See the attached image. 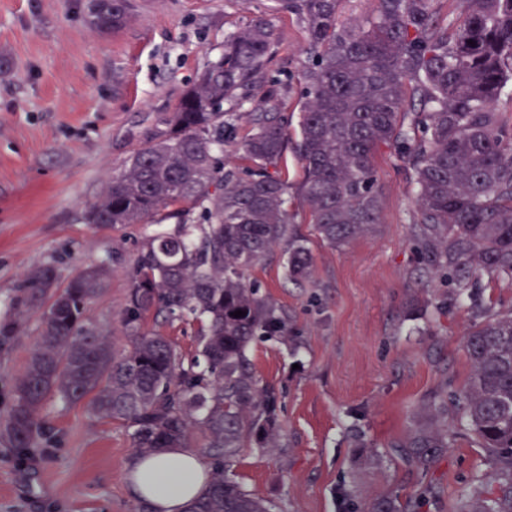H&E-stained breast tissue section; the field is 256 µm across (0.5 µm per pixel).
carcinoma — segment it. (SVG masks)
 I'll return each instance as SVG.
<instances>
[{"instance_id": "cac0c4a2", "label": "carcinoma", "mask_w": 512, "mask_h": 512, "mask_svg": "<svg viewBox=\"0 0 512 512\" xmlns=\"http://www.w3.org/2000/svg\"><path fill=\"white\" fill-rule=\"evenodd\" d=\"M341 0H280L305 25L309 62L296 106L297 196L309 223L330 246L369 234L381 195L374 156L392 149L412 171L418 232L434 263L461 288L478 272L512 282V126L496 110L512 83V0H378L369 20L338 24ZM263 18L224 40V51L186 92L160 140L135 152L108 178L86 214L90 224H160L127 273L118 351L89 316L107 291L104 262L80 270L60 292L54 269L26 279L41 309L43 332L15 381L0 432L15 448L37 445L46 402L85 404L98 420L132 429L135 450L188 448L202 439L213 474L187 512H271L224 475L238 449L269 447L279 431L277 398L260 384L252 344L285 336L288 314L260 293L246 272L276 245L288 254V277L310 264L306 239L288 218V151L276 92L253 107L243 136L225 119L224 100H241L273 54ZM240 137L244 165H224L226 137ZM242 310L239 318L231 313ZM190 320L194 348L147 330L148 317ZM471 375L462 418L490 459L495 488L462 496L452 512H512V312L476 324L464 339ZM448 448V433L413 427L393 449L410 469L428 470ZM365 512H408L393 497Z\"/></svg>"}]
</instances>
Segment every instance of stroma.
I'll use <instances>...</instances> for the list:
<instances>
[{
	"mask_svg": "<svg viewBox=\"0 0 512 512\" xmlns=\"http://www.w3.org/2000/svg\"><path fill=\"white\" fill-rule=\"evenodd\" d=\"M90 0H0V422L43 326L24 289L40 267L64 288L83 267L109 263L108 290L91 315L116 348L127 270L156 227L86 220L112 172L161 138L184 94L252 19L275 32L274 54L251 101L225 100L238 130L269 91L296 102L308 62L304 30L278 0H127L119 27H97ZM382 197L374 233L332 247L297 198L288 212L310 252L308 276L289 279L283 247L249 273L287 310L288 340L253 344L262 384L278 400L279 446L242 448L229 476L273 512H360L397 496L420 512H448L489 491L490 463L461 421L473 325L512 311V283L479 274L466 288L429 261L415 231L406 163L374 159ZM448 421L449 448L428 471L391 456L415 423ZM37 447L0 437V512H140L125 480L135 458L128 430L54 400Z\"/></svg>",
	"mask_w": 512,
	"mask_h": 512,
	"instance_id": "stroma-1",
	"label": "stroma"
}]
</instances>
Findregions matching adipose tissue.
<instances>
[{
  "instance_id": "obj_1",
  "label": "adipose tissue",
  "mask_w": 512,
  "mask_h": 512,
  "mask_svg": "<svg viewBox=\"0 0 512 512\" xmlns=\"http://www.w3.org/2000/svg\"><path fill=\"white\" fill-rule=\"evenodd\" d=\"M133 497L151 512H186L208 487L209 475L192 448H165L135 459L127 472Z\"/></svg>"
}]
</instances>
